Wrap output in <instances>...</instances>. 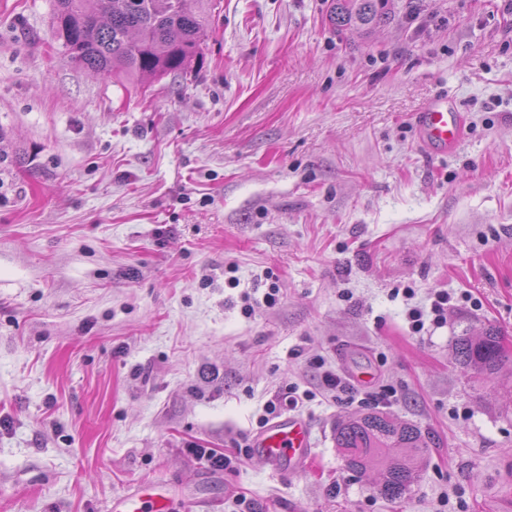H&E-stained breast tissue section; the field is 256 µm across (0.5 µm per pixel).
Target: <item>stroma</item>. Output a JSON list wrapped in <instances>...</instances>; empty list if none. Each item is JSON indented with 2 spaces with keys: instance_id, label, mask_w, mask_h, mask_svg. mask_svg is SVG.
Segmentation results:
<instances>
[{
  "instance_id": "stroma-1",
  "label": "stroma",
  "mask_w": 512,
  "mask_h": 512,
  "mask_svg": "<svg viewBox=\"0 0 512 512\" xmlns=\"http://www.w3.org/2000/svg\"><path fill=\"white\" fill-rule=\"evenodd\" d=\"M330 5L213 0L189 73L141 85L72 64L54 0H0V512L143 480L179 512H512V364L454 360L467 328L512 350V11L393 0L341 35ZM441 93L468 130L431 157L414 115ZM317 356L432 435L407 497L345 466L336 423L368 405L319 395ZM291 384L315 393L303 472L193 456Z\"/></svg>"
}]
</instances>
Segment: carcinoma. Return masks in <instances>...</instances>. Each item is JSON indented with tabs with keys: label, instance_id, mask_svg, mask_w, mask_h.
I'll return each instance as SVG.
<instances>
[{
	"label": "carcinoma",
	"instance_id": "carcinoma-1",
	"mask_svg": "<svg viewBox=\"0 0 512 512\" xmlns=\"http://www.w3.org/2000/svg\"><path fill=\"white\" fill-rule=\"evenodd\" d=\"M208 0H56L55 35L69 61L101 75L138 81L186 74L206 39ZM391 0H333L330 22L336 32H366L388 19ZM455 357L466 373L486 379L512 363L497 330L457 337ZM334 439L348 469L364 473L375 460L382 470L379 496L393 501L420 478L417 460L432 438L394 415L371 408L336 424Z\"/></svg>",
	"mask_w": 512,
	"mask_h": 512
}]
</instances>
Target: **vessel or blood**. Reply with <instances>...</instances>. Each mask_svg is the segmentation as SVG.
<instances>
[{"instance_id": "b4317fda", "label": "vessel or blood", "mask_w": 512, "mask_h": 512, "mask_svg": "<svg viewBox=\"0 0 512 512\" xmlns=\"http://www.w3.org/2000/svg\"><path fill=\"white\" fill-rule=\"evenodd\" d=\"M423 146L433 155L447 153L463 136L462 116L447 95L428 100L416 115ZM312 424L297 415H280L250 439L254 459L279 473L302 472L312 454ZM173 491L169 485L146 482L116 496L105 512H172Z\"/></svg>"}]
</instances>
